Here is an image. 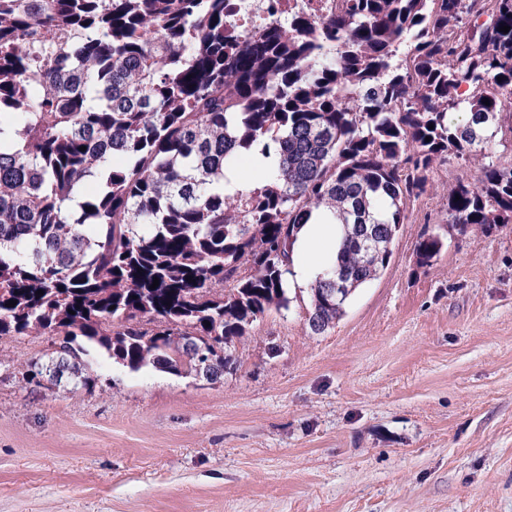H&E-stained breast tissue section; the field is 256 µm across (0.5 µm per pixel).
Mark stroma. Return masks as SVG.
<instances>
[{"label":"stroma","mask_w":512,"mask_h":512,"mask_svg":"<svg viewBox=\"0 0 512 512\" xmlns=\"http://www.w3.org/2000/svg\"><path fill=\"white\" fill-rule=\"evenodd\" d=\"M479 167L435 163L344 315L312 333L289 288L218 380L92 351L90 386L30 385L59 338L0 336V512H512V224L448 222ZM444 247L442 236L423 234L416 244L417 264L421 267L432 265Z\"/></svg>","instance_id":"1"}]
</instances>
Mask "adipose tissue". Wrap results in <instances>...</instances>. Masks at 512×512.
<instances>
[{"label":"adipose tissue","instance_id":"1","mask_svg":"<svg viewBox=\"0 0 512 512\" xmlns=\"http://www.w3.org/2000/svg\"><path fill=\"white\" fill-rule=\"evenodd\" d=\"M341 231L337 225L321 218H313L305 225L294 247L292 270L297 282L311 281L328 269L340 247Z\"/></svg>","mask_w":512,"mask_h":512}]
</instances>
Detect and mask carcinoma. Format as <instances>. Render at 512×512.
I'll return each instance as SVG.
<instances>
[{"label": "carcinoma", "mask_w": 512, "mask_h": 512, "mask_svg": "<svg viewBox=\"0 0 512 512\" xmlns=\"http://www.w3.org/2000/svg\"><path fill=\"white\" fill-rule=\"evenodd\" d=\"M241 2L0 0V136L21 143L0 148V336L62 337L76 386L89 347L133 371L232 365L199 366L197 343L289 309L315 215L342 240L310 315L341 317L336 272L387 267L433 164L512 136V0H335L251 36ZM255 148L266 178L227 189ZM448 223L511 224L512 164L458 181ZM443 247L422 235L417 265Z\"/></svg>", "instance_id": "cac0c4a2"}]
</instances>
